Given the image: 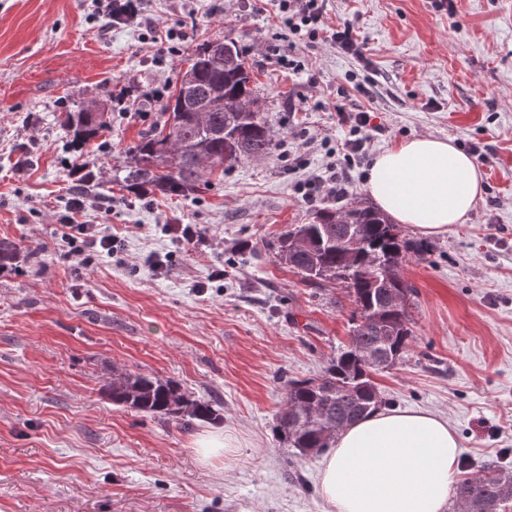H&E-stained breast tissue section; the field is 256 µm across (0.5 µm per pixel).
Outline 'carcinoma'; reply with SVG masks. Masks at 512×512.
Returning <instances> with one entry per match:
<instances>
[{"instance_id":"carcinoma-1","label":"carcinoma","mask_w":512,"mask_h":512,"mask_svg":"<svg viewBox=\"0 0 512 512\" xmlns=\"http://www.w3.org/2000/svg\"><path fill=\"white\" fill-rule=\"evenodd\" d=\"M232 48L224 67L219 68L210 60L206 42L193 52L189 65L195 76L194 100L202 104L218 96L224 100V108L207 113L206 123L200 125L187 112L189 104L181 91H175L163 105L168 113L163 128L130 147L126 163L116 170L115 180L123 187L135 192L150 187L183 195L199 187L205 158L213 169L273 154L274 138L250 87L245 55L237 43H232ZM61 124L73 134V145L92 140L105 127L103 115L87 110L64 113ZM300 233L309 238L311 248L294 250L288 245L290 238ZM352 233L360 241L354 253L349 248ZM275 248L280 261L297 270L304 280L318 286L339 282L355 304L352 344L330 361L320 377L288 381L287 400L298 411L281 412L274 431L282 449L303 458L308 456V448L331 446L334 439L322 441L326 430L344 429L380 408L381 402H371L375 382L371 372L357 364L356 352L383 350L400 361L409 351L413 342L412 303L392 309L388 300L393 294H416L403 268L413 258L423 259L430 246L407 238L385 213L354 201L336 211H317L315 223L287 230ZM19 259L14 243L0 240V271L15 268ZM112 402L174 417L187 425L195 420L219 419L210 402L190 398L177 383L135 373L113 380ZM499 474L490 469L459 480L453 489L456 506L512 512V497L500 495ZM501 475L512 477V472Z\"/></svg>"}]
</instances>
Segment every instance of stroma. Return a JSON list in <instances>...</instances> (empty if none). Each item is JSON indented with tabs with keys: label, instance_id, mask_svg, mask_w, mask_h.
Returning <instances> with one entry per match:
<instances>
[{
	"label": "stroma",
	"instance_id": "obj_1",
	"mask_svg": "<svg viewBox=\"0 0 512 512\" xmlns=\"http://www.w3.org/2000/svg\"><path fill=\"white\" fill-rule=\"evenodd\" d=\"M141 10L174 39L113 24L93 0H0V240L28 256L0 274V512H329L324 454L287 464L274 425L288 381L318 377L349 345L354 306L270 244L318 210L371 205L375 156L418 134L479 146L485 188L466 223L405 266L413 346L376 382L387 407L447 416L460 473L512 470V0H453L449 12L326 0L328 26L353 23L362 62L289 39L273 0ZM224 37L248 60L273 155L190 195L127 191L114 174L128 148L163 123L161 100L195 47ZM280 51L301 70L277 65ZM93 103L109 127L73 152L57 117ZM339 103L374 115L364 156L341 151ZM81 167L118 240L88 266L60 227ZM332 171L346 195L304 201L308 181ZM167 224L200 237L179 245ZM124 373L175 381L220 418L187 427L113 405L108 385ZM210 434L228 448L204 462L196 448Z\"/></svg>",
	"mask_w": 512,
	"mask_h": 512
}]
</instances>
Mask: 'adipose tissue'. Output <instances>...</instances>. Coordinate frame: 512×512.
<instances>
[{"label": "adipose tissue", "instance_id": "adipose-tissue-1", "mask_svg": "<svg viewBox=\"0 0 512 512\" xmlns=\"http://www.w3.org/2000/svg\"><path fill=\"white\" fill-rule=\"evenodd\" d=\"M484 175L452 141L420 135L377 155L364 189L393 220L425 237L466 223ZM460 449L447 418L381 408L341 430L320 479L331 512H444Z\"/></svg>", "mask_w": 512, "mask_h": 512}]
</instances>
